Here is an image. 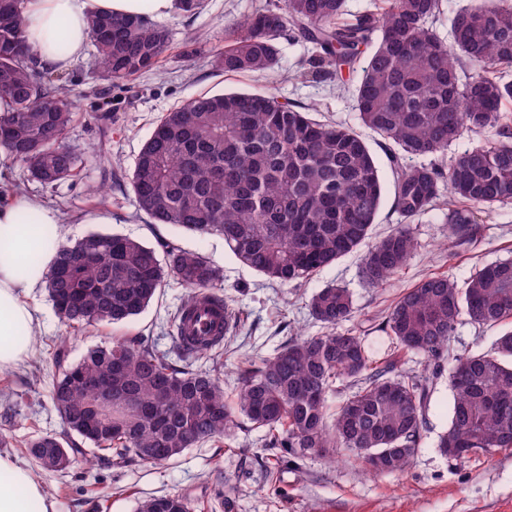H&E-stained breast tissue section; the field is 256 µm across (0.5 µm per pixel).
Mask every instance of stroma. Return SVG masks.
I'll return each mask as SVG.
<instances>
[{"label":"stroma","mask_w":512,"mask_h":512,"mask_svg":"<svg viewBox=\"0 0 512 512\" xmlns=\"http://www.w3.org/2000/svg\"><path fill=\"white\" fill-rule=\"evenodd\" d=\"M205 2L199 14L181 12L162 19L170 42L150 72L111 85L100 79L88 57L61 70L77 101L68 142L81 155L80 176L50 188L30 180L24 165L16 161L11 165V185L61 212L62 222L50 228L56 241L73 242L90 232L120 234L152 245L166 238L206 257L222 274L218 291L231 300L240 316L239 327L224 341L226 395H233L238 386L240 360L268 357L288 340L323 333L308 308L311 295L320 288L336 284L349 289L357 308L351 328L366 336L373 352L384 356L393 347L376 326L382 311L403 289L429 273L461 281L482 264L512 259V201L482 212V232L464 249H454L440 211L411 221L417 250L380 288L369 287L362 278L366 254L362 248L316 272L303 285H280L241 264L220 237L152 223L139 211L129 184H117L109 175L130 172L160 117L192 98L227 90L268 89L280 101L316 108L320 120L354 129L360 126L355 101L347 90L357 72H345L343 90L319 76L303 78L312 54L304 43L282 41L276 65L262 75L216 70L213 51L223 47L260 0ZM364 138L378 159L385 188L371 231L376 241L395 229L401 218L392 207L393 176L385 149L372 132H365ZM91 186L103 188L102 197L89 195ZM185 294L176 281H167L152 304L132 320L81 331L60 322L45 288L29 296L35 310L30 351L0 370V429L13 438L0 446V452L32 468L59 512H137L139 503L151 497L179 494L213 499L218 492L223 501L214 504L213 512H512V450L478 454L461 462L439 452L436 440L448 426L452 399L443 381L431 397L421 447L410 467L395 475H371L353 453L343 449L332 461L318 456L285 460L279 450L265 447L257 430L197 445L162 465L132 462L120 469L96 461L78 463L66 473L51 472L17 448V441L62 430L49 399L55 345L65 344L71 362L115 336L142 334L152 338L157 349L169 350L171 319Z\"/></svg>","instance_id":"obj_1"}]
</instances>
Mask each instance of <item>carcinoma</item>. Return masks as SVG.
<instances>
[{
	"mask_svg": "<svg viewBox=\"0 0 512 512\" xmlns=\"http://www.w3.org/2000/svg\"><path fill=\"white\" fill-rule=\"evenodd\" d=\"M22 0H0V146L33 179L54 186L76 176L80 157L67 143L71 89L39 68L26 39ZM443 0H387L384 10L347 16L345 0H284L258 6L224 48L217 70H271L283 36L313 44L310 63L331 79L337 65L365 57L353 95L362 127L385 144L394 174L393 205L405 220L432 207L458 242L480 233L477 212L512 199V0H477L451 18V40L429 21ZM94 67L103 80L127 81L153 69L169 46L167 29L138 16L98 13L90 20ZM487 142L460 153L448 171L404 165L401 156L435 157L467 133ZM138 209L155 224L219 236L246 266L273 282L301 284L364 244L382 207L376 157L356 130L322 123L306 108L269 92L202 95L165 113L129 176ZM163 253L120 235L91 233L57 246L46 277L50 301L68 327L119 324L139 315L167 278L189 289L173 316L174 346L187 336L185 307L207 293L237 327L231 300L211 289L219 270L205 257L162 244ZM415 250L401 224L368 250L363 277L379 288ZM312 317L328 332L292 340L272 357L238 369L234 397L219 375L178 366L148 339L114 338L67 362L50 400L64 432L41 433L17 447L42 467L65 473L80 458L121 467L172 461L237 429L264 432L268 447L296 458L331 457L345 448L369 472L407 469L421 443L436 381L448 372L452 402L437 448L454 460L512 450V260L482 265L462 282L430 273L387 308L378 331L418 356L429 374L401 373L399 360L375 358L362 336L338 327L355 317L350 293L318 290ZM502 327L488 353L455 351L458 326ZM339 386L352 395L329 412ZM107 393L110 402L101 400ZM378 456L373 461L372 456ZM137 512H193L185 496L142 501Z\"/></svg>",
	"mask_w": 512,
	"mask_h": 512,
	"instance_id": "carcinoma-1",
	"label": "carcinoma"
}]
</instances>
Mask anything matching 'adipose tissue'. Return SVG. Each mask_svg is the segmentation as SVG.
Wrapping results in <instances>:
<instances>
[{
  "label": "adipose tissue",
  "mask_w": 512,
  "mask_h": 512,
  "mask_svg": "<svg viewBox=\"0 0 512 512\" xmlns=\"http://www.w3.org/2000/svg\"><path fill=\"white\" fill-rule=\"evenodd\" d=\"M180 8L179 0H24L23 16L32 52L47 67L63 69L85 54L90 40L89 21L100 11L161 19ZM65 23L66 55L53 51L51 34L58 23ZM57 209L26 194L13 193L0 205V368L13 365L29 349L28 341L18 339V328H31L34 311L25 302L44 281L55 251L36 246L32 223H60ZM38 248L39 260L23 266L31 248ZM0 512H58L57 504L32 471L14 457L0 455Z\"/></svg>",
  "instance_id": "obj_1"
}]
</instances>
